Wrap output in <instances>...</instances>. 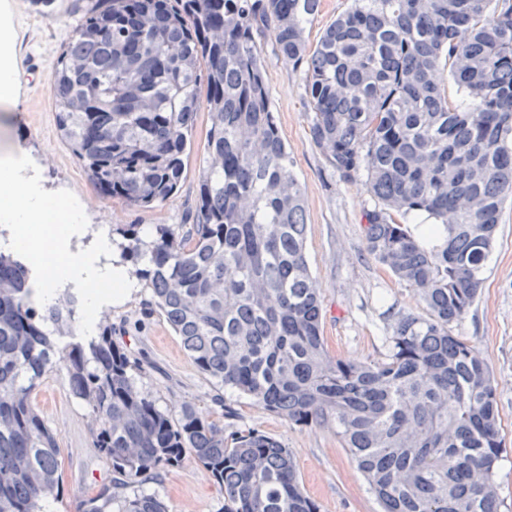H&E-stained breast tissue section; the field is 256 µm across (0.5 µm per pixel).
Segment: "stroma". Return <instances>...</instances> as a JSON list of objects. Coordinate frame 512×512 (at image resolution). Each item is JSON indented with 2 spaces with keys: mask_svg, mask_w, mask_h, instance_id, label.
I'll use <instances>...</instances> for the list:
<instances>
[{
  "mask_svg": "<svg viewBox=\"0 0 512 512\" xmlns=\"http://www.w3.org/2000/svg\"><path fill=\"white\" fill-rule=\"evenodd\" d=\"M14 24L13 63L19 95L0 110V149L26 151L45 187L81 202L86 221L177 228L192 223L200 175L207 157L211 121L200 109L184 157L177 194L151 209L134 207L99 193L55 125L51 74L62 44L77 21L73 0H54L45 14L30 0H8ZM267 61L271 110L284 139L304 197L306 254L322 304V331L331 354L355 361H378L399 316L419 315L423 306L412 287L383 271L366 253V214L377 201L363 180L344 181L310 138L313 117L306 105L305 71L278 60L271 39L261 42ZM114 343L140 369L138 387L163 408L192 403L201 416L225 432L256 429L289 448L307 494L320 512H379L367 482L330 427H297L267 412L250 397L218 391L191 362L178 336L151 305V292L140 289L122 305L107 309ZM480 351L492 370L498 392L504 449L496 474L499 512H512V204L506 205L497 242L485 272L482 293L467 315L452 326ZM34 405L60 448L64 487L53 512H70L74 496L94 494L110 478L106 460L93 445V422L75 398L63 374L47 375ZM168 512H223L224 494L193 459L163 470L147 485Z\"/></svg>",
  "mask_w": 512,
  "mask_h": 512,
  "instance_id": "35a3bbf8",
  "label": "stroma"
}]
</instances>
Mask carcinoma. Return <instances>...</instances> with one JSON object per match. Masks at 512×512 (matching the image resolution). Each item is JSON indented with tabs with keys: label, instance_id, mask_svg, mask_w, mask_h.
Here are the masks:
<instances>
[{
	"label": "carcinoma",
	"instance_id": "cac0c4a2",
	"mask_svg": "<svg viewBox=\"0 0 512 512\" xmlns=\"http://www.w3.org/2000/svg\"><path fill=\"white\" fill-rule=\"evenodd\" d=\"M320 0H75L51 78L55 121L106 196L152 208L176 193L201 105L211 126L197 221L112 242L198 371L298 427L335 429L381 512H498L495 379L451 333L475 304L512 198V0H353L311 48ZM306 67L310 136L378 207L365 248L414 288L387 354L332 355L306 256L307 223L270 109L266 61ZM449 73L462 97L442 89ZM435 220L413 232L405 221ZM29 263L0 249V512H43L60 451L33 394L58 370L93 418L110 468L77 512H167L143 486L194 459L224 512H320L290 452L224 433L193 405L161 409L112 328H81L77 294L45 307Z\"/></svg>",
	"mask_w": 512,
	"mask_h": 512
}]
</instances>
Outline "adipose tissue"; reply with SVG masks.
<instances>
[{"label": "adipose tissue", "instance_id": "1", "mask_svg": "<svg viewBox=\"0 0 512 512\" xmlns=\"http://www.w3.org/2000/svg\"><path fill=\"white\" fill-rule=\"evenodd\" d=\"M13 30L5 5H0V103L17 93L12 64ZM57 195L47 190L29 156L15 149L0 156V249L29 261L41 278V302H57L62 290L79 289L87 318L102 307L130 295L138 284L126 270L121 251L103 235H89L82 220L52 221Z\"/></svg>", "mask_w": 512, "mask_h": 512}]
</instances>
